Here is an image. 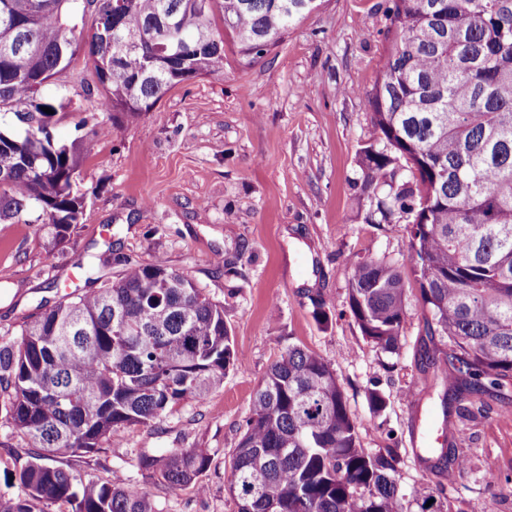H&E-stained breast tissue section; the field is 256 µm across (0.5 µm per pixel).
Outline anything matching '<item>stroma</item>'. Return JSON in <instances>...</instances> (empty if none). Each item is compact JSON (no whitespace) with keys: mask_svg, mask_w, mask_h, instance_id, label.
I'll return each mask as SVG.
<instances>
[{"mask_svg":"<svg viewBox=\"0 0 512 512\" xmlns=\"http://www.w3.org/2000/svg\"><path fill=\"white\" fill-rule=\"evenodd\" d=\"M389 0H321L265 57L248 61L224 41V71L176 85L148 112L99 139L73 186L79 224L60 243L35 211L0 221V343L87 275L116 281L127 262L166 264L224 305L240 361L202 402H184L150 428L117 429L93 475L137 478L144 448H205V492L160 488V512H236L228 490L232 457L251 399L276 356L303 345L335 372L359 443L398 460V487L411 512L426 490L452 512H512V384L471 396L443 415L448 352L429 335L404 224H370L359 199L361 149L376 136L366 103L389 46ZM44 93L69 99L54 119L57 140L93 136L102 88L79 52ZM398 262L406 318L398 353L361 335L346 295L354 256ZM325 308L327 322L315 313ZM386 399L373 412L369 391ZM0 409V497H17L10 473L30 458ZM451 422L464 469L438 473L413 446L417 430ZM503 476L492 486L488 473Z\"/></svg>","mask_w":512,"mask_h":512,"instance_id":"obj_1","label":"stroma"}]
</instances>
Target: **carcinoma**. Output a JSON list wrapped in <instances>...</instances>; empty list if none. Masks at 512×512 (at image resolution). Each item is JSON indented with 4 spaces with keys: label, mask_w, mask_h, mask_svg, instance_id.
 Masks as SVG:
<instances>
[{
    "label": "carcinoma",
    "mask_w": 512,
    "mask_h": 512,
    "mask_svg": "<svg viewBox=\"0 0 512 512\" xmlns=\"http://www.w3.org/2000/svg\"><path fill=\"white\" fill-rule=\"evenodd\" d=\"M94 7L91 28L79 13ZM318 0H0V45L24 25L26 49L0 54V221L38 210L66 238L73 194L97 140L56 142L43 87L88 48L103 88L97 111L133 117L174 86L224 70V36L253 60ZM395 36L367 98L378 130L363 149L367 221L411 225V249L431 334L449 343L448 396L512 381V0H391ZM23 322L0 344L5 422L38 449L16 473L21 495L0 512H159L153 488L194 487L205 448L137 457L139 480L102 481L93 458L117 428L148 427L204 400L240 358L213 301L165 262L128 263L122 277ZM406 288L397 263L356 258L346 304L362 336L399 349ZM336 375L294 345L271 364L235 448L229 493L237 512H405L397 459L360 448ZM67 453L74 467L57 465Z\"/></svg>",
    "instance_id": "cac0c4a2"
}]
</instances>
